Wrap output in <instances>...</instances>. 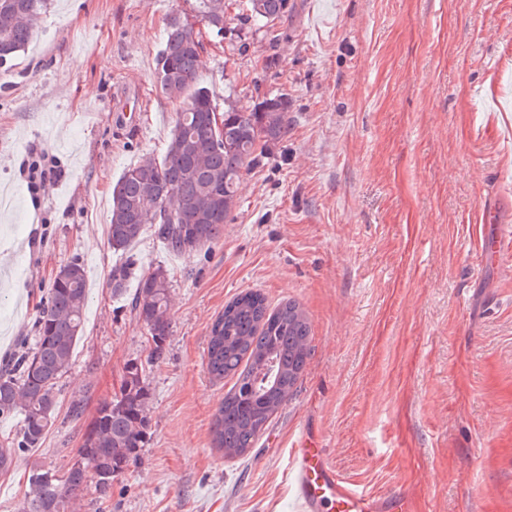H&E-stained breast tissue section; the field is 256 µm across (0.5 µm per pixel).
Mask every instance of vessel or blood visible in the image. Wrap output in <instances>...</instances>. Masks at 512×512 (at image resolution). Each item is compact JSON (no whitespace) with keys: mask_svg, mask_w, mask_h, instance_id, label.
Segmentation results:
<instances>
[{"mask_svg":"<svg viewBox=\"0 0 512 512\" xmlns=\"http://www.w3.org/2000/svg\"><path fill=\"white\" fill-rule=\"evenodd\" d=\"M481 222L486 234L479 241V264L494 265L512 256V228L500 222L494 203L484 204ZM290 472L300 512H414L404 495H376L352 487L307 433L290 450Z\"/></svg>","mask_w":512,"mask_h":512,"instance_id":"b4317fda","label":"vessel or blood"}]
</instances>
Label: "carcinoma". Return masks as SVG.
Returning a JSON list of instances; mask_svg holds the SVG:
<instances>
[{"mask_svg": "<svg viewBox=\"0 0 512 512\" xmlns=\"http://www.w3.org/2000/svg\"><path fill=\"white\" fill-rule=\"evenodd\" d=\"M48 0H0V66L22 52L33 36V21ZM288 0H248L244 20L267 28L288 11ZM202 16L216 32L224 30V0H201ZM201 42L191 28L169 24L158 59L166 94L184 98L162 160L152 157L125 170L112 188L108 244L121 261L112 267V296L127 293L137 280L132 308L152 342L153 357L165 351L170 332L171 285L166 270L137 274L129 248L154 225V234L177 254L202 248L218 238L231 220L242 178L265 165L267 150L288 136V94L266 97L252 107L224 111L221 124L208 90L197 82ZM87 297L83 266L71 262L56 274L48 304L37 322L35 344L9 359L0 371V415L20 412V434L0 441V472L40 445L54 421L57 386L69 367L83 329ZM310 326L293 301L269 310L258 291L238 295L213 323L206 368L211 377H234L233 389L214 414L216 447L227 457H242L254 447L272 416L290 398L309 356ZM151 392L145 369L124 368L120 389L99 404L67 472L58 477L40 464L31 467L21 512H70L88 482L107 498L112 482L125 473L144 447L149 429Z\"/></svg>", "mask_w": 512, "mask_h": 512, "instance_id": "1", "label": "carcinoma"}]
</instances>
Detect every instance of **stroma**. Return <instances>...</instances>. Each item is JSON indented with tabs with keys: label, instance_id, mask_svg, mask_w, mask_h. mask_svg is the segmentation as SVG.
<instances>
[{
	"label": "stroma",
	"instance_id": "obj_1",
	"mask_svg": "<svg viewBox=\"0 0 512 512\" xmlns=\"http://www.w3.org/2000/svg\"><path fill=\"white\" fill-rule=\"evenodd\" d=\"M246 2L224 0L219 34L199 0H51L0 68V365L34 344L61 267L88 279L55 420L0 474V512H19L32 463L67 469L130 362L152 394L147 441L109 499L85 489L74 512H298L289 450L305 432L353 486L400 491L418 512H512V258L476 257L486 198L512 225V0H290L274 45L241 25ZM175 19L203 42L217 112L272 93L291 112L216 241L177 255L149 226L133 245L140 270L171 281L156 360L111 296L107 238L113 183L164 156L183 108L158 82ZM33 146L63 171L37 201L19 172ZM249 290L301 306L310 355L254 448L228 459L212 426L233 381L209 375L206 353Z\"/></svg>",
	"mask_w": 512,
	"mask_h": 512
}]
</instances>
